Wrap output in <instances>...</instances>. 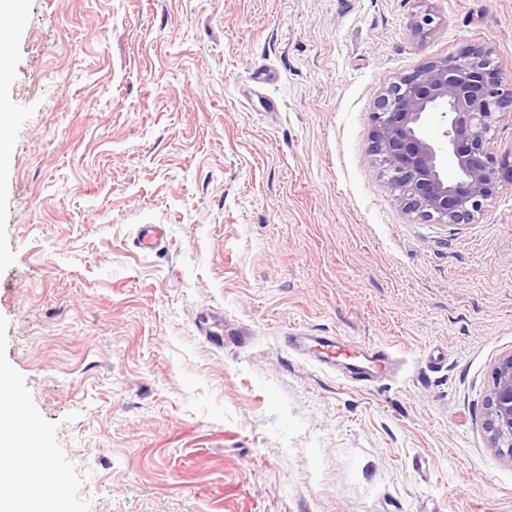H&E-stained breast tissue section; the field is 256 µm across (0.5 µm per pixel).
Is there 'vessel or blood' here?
Returning <instances> with one entry per match:
<instances>
[{
  "instance_id": "obj_1",
  "label": "vessel or blood",
  "mask_w": 512,
  "mask_h": 512,
  "mask_svg": "<svg viewBox=\"0 0 512 512\" xmlns=\"http://www.w3.org/2000/svg\"><path fill=\"white\" fill-rule=\"evenodd\" d=\"M285 341L291 350L320 366H342L354 386L370 385L395 371L393 354L383 348L352 346L335 336L306 333L286 336Z\"/></svg>"
}]
</instances>
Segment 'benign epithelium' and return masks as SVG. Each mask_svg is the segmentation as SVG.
<instances>
[{
  "instance_id": "benign-epithelium-1",
  "label": "benign epithelium",
  "mask_w": 512,
  "mask_h": 512,
  "mask_svg": "<svg viewBox=\"0 0 512 512\" xmlns=\"http://www.w3.org/2000/svg\"><path fill=\"white\" fill-rule=\"evenodd\" d=\"M439 114L441 139L424 132ZM512 112L503 81L481 44L431 60L391 82L373 112L370 152L381 162L409 213L437 224H470L512 185V164L492 152L502 115ZM483 429L490 446L512 459V352L492 371Z\"/></svg>"
}]
</instances>
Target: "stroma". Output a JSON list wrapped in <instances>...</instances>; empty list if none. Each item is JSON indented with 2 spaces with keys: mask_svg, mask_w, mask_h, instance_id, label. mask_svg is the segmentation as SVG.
<instances>
[{
  "mask_svg": "<svg viewBox=\"0 0 512 512\" xmlns=\"http://www.w3.org/2000/svg\"><path fill=\"white\" fill-rule=\"evenodd\" d=\"M0 41L22 487L58 472L52 512H512L482 426L512 187L436 224L369 152L378 95L429 60L482 44L512 81V0H22ZM297 330L388 346L400 375L350 385Z\"/></svg>",
  "mask_w": 512,
  "mask_h": 512,
  "instance_id": "1",
  "label": "stroma"
}]
</instances>
